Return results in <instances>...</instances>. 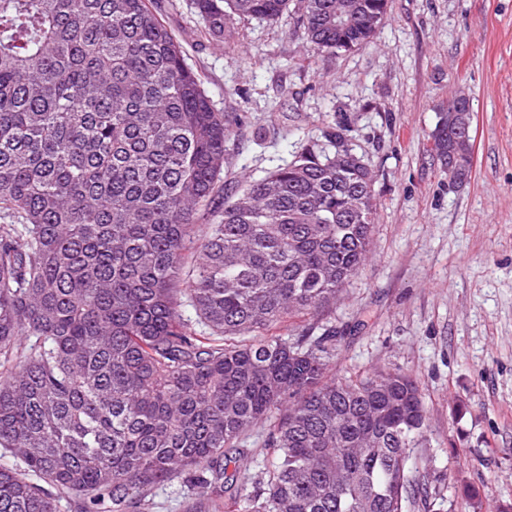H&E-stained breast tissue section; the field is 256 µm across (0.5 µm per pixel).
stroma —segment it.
Listing matches in <instances>:
<instances>
[{"instance_id":"obj_1","label":"stroma","mask_w":512,"mask_h":512,"mask_svg":"<svg viewBox=\"0 0 512 512\" xmlns=\"http://www.w3.org/2000/svg\"><path fill=\"white\" fill-rule=\"evenodd\" d=\"M230 129L224 191L346 127L375 172L372 256L314 314L336 341L328 376L400 372L428 427L404 512L512 508V0H388L374 39L315 51L290 0L274 22L214 37L192 0H151ZM469 96L475 159L456 185L432 150L451 96Z\"/></svg>"}]
</instances>
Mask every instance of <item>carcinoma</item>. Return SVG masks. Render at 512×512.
Masks as SVG:
<instances>
[{"label": "carcinoma", "instance_id": "1", "mask_svg": "<svg viewBox=\"0 0 512 512\" xmlns=\"http://www.w3.org/2000/svg\"><path fill=\"white\" fill-rule=\"evenodd\" d=\"M289 0H194L217 36ZM317 50L370 42L387 0H302ZM230 131L149 0H0V512H404L427 418L400 373L325 379L335 333L264 336L364 266L374 175L345 129L224 196ZM217 220L200 225L218 198ZM193 307L201 330L180 318ZM270 460L232 492L242 437ZM193 491L190 487H185L180 479L156 484L151 490V497L155 503V508L151 512H182L179 501Z\"/></svg>", "mask_w": 512, "mask_h": 512}]
</instances>
